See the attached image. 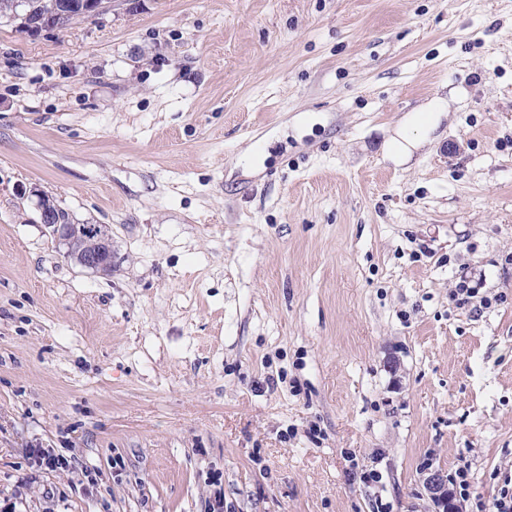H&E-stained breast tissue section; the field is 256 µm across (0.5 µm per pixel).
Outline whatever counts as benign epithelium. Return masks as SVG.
<instances>
[{
  "instance_id": "benign-epithelium-1",
  "label": "benign epithelium",
  "mask_w": 512,
  "mask_h": 512,
  "mask_svg": "<svg viewBox=\"0 0 512 512\" xmlns=\"http://www.w3.org/2000/svg\"><path fill=\"white\" fill-rule=\"evenodd\" d=\"M37 197L36 209L40 223L55 239L67 247V253L78 265L96 274H108L112 271V241L98 224L89 229L82 224L64 221L61 214L64 209L48 195L34 192Z\"/></svg>"
}]
</instances>
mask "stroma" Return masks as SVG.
<instances>
[{
	"instance_id": "35a3bbf8",
	"label": "stroma",
	"mask_w": 512,
	"mask_h": 512,
	"mask_svg": "<svg viewBox=\"0 0 512 512\" xmlns=\"http://www.w3.org/2000/svg\"><path fill=\"white\" fill-rule=\"evenodd\" d=\"M410 162L384 143L435 94ZM112 237L71 261L35 192ZM480 274L479 294L450 296ZM52 448L69 465L31 469ZM512 472V0L0 23V512H443ZM377 466L367 485L353 466Z\"/></svg>"
}]
</instances>
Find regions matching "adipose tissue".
<instances>
[{"label":"adipose tissue","instance_id":"adipose-tissue-1","mask_svg":"<svg viewBox=\"0 0 512 512\" xmlns=\"http://www.w3.org/2000/svg\"><path fill=\"white\" fill-rule=\"evenodd\" d=\"M448 112V101L436 95L420 107L407 112L385 143V154L395 164L408 162L421 149Z\"/></svg>","mask_w":512,"mask_h":512}]
</instances>
